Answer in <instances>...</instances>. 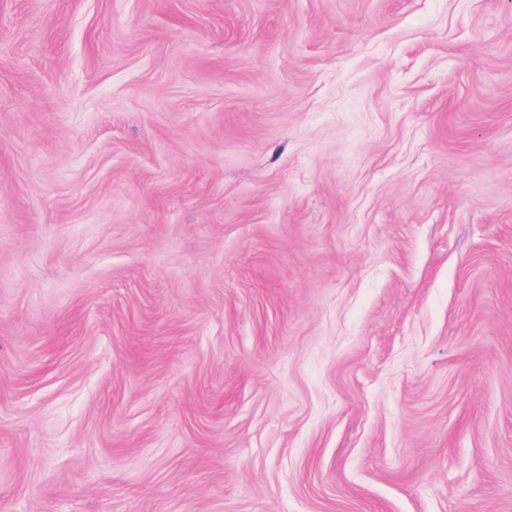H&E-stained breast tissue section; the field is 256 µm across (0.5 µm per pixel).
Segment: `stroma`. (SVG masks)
Here are the masks:
<instances>
[{"mask_svg": "<svg viewBox=\"0 0 512 512\" xmlns=\"http://www.w3.org/2000/svg\"><path fill=\"white\" fill-rule=\"evenodd\" d=\"M0 512H512V0H0Z\"/></svg>", "mask_w": 512, "mask_h": 512, "instance_id": "obj_1", "label": "stroma"}]
</instances>
